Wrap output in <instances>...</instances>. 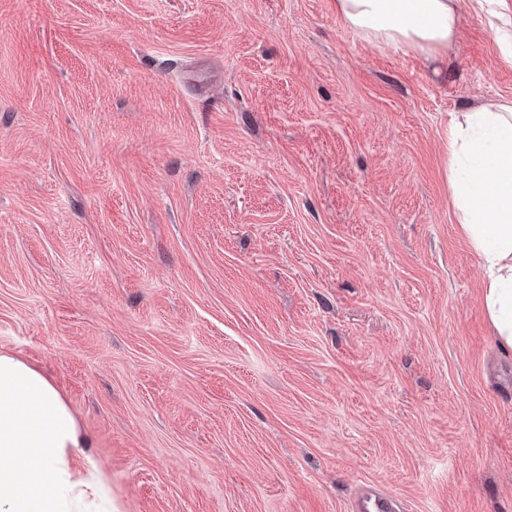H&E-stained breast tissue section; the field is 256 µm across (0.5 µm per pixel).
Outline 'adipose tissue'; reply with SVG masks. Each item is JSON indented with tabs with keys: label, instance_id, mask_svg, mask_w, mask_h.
<instances>
[{
	"label": "adipose tissue",
	"instance_id": "ef3b65f1",
	"mask_svg": "<svg viewBox=\"0 0 512 512\" xmlns=\"http://www.w3.org/2000/svg\"><path fill=\"white\" fill-rule=\"evenodd\" d=\"M359 34L436 54L452 42L460 0H334ZM448 183L458 222L482 259L486 311L498 344L512 349V103L451 113ZM84 441L54 386L20 359L0 354V512H77L102 499L96 467L78 469Z\"/></svg>",
	"mask_w": 512,
	"mask_h": 512
}]
</instances>
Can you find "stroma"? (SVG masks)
Returning a JSON list of instances; mask_svg holds the SVG:
<instances>
[{
    "label": "stroma",
    "mask_w": 512,
    "mask_h": 512,
    "mask_svg": "<svg viewBox=\"0 0 512 512\" xmlns=\"http://www.w3.org/2000/svg\"><path fill=\"white\" fill-rule=\"evenodd\" d=\"M512 101L470 0L446 51L334 0H0V353L115 512H512V350L448 185ZM355 512H395L391 497L384 494L374 485H362L357 493Z\"/></svg>",
    "instance_id": "35a3bbf8"
}]
</instances>
